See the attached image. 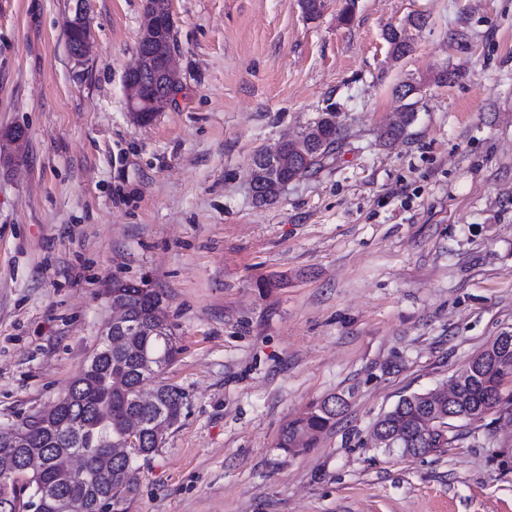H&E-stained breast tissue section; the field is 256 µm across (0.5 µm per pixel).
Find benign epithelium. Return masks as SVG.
Wrapping results in <instances>:
<instances>
[{"label":"benign epithelium","mask_w":512,"mask_h":512,"mask_svg":"<svg viewBox=\"0 0 512 512\" xmlns=\"http://www.w3.org/2000/svg\"><path fill=\"white\" fill-rule=\"evenodd\" d=\"M173 19L170 0H154L150 13L143 15L137 59L125 75L129 116L136 123H144L158 112H164L171 104V88L179 81V69L173 44L168 38V28ZM67 33L69 55L73 63L81 66L86 61L92 39L91 22L85 9V0H75L63 18ZM162 87L166 94L149 98L143 94L144 87ZM115 308L113 318L106 328L116 333H126L131 324L124 315V308Z\"/></svg>","instance_id":"1"}]
</instances>
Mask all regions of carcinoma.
Listing matches in <instances>:
<instances>
[{
	"instance_id": "cac0c4a2",
	"label": "carcinoma",
	"mask_w": 512,
	"mask_h": 512,
	"mask_svg": "<svg viewBox=\"0 0 512 512\" xmlns=\"http://www.w3.org/2000/svg\"><path fill=\"white\" fill-rule=\"evenodd\" d=\"M415 103L403 104V123L381 130L387 144L404 136L414 118ZM316 125L325 139L307 138L288 143V165L261 154L253 163L262 171L259 203L277 199L284 182L322 166L344 137L341 113L329 106L319 113ZM112 299L122 303L129 320L140 330L131 336L103 337L89 363L79 371L67 393L43 414L21 421L16 431L0 434V464H17L32 457L38 465L26 472V480L7 489L0 487V512H31L32 497L48 494L63 501L60 512H128L140 486L136 460L120 453L132 421L141 426L143 458L157 451L165 431L177 423L184 408V393L157 380L177 353L176 337L165 314L167 296L154 288H142L135 280L112 289ZM474 375L428 402L420 393L403 396L381 415L374 427L384 433L404 434L406 444L433 450L448 443L453 428L446 419L452 409L469 421L511 399H503L501 387L512 377V345L498 336L471 358ZM342 410L323 399L288 422L278 448L299 452L311 447L319 433L336 423ZM80 459V469L67 472L63 461Z\"/></svg>"
}]
</instances>
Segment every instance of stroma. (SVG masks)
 <instances>
[{"label":"stroma","mask_w":512,"mask_h":512,"mask_svg":"<svg viewBox=\"0 0 512 512\" xmlns=\"http://www.w3.org/2000/svg\"><path fill=\"white\" fill-rule=\"evenodd\" d=\"M0 0V430L49 411L98 347L116 280L167 296L161 373L180 421L141 461L129 512H512V423L492 411L421 456L379 448L401 396L442 386L512 331V0H171L179 84L127 111L145 0ZM409 28L412 52L383 38ZM448 80H441L442 72ZM421 87L403 138L394 88ZM335 106L347 137L272 203L256 153ZM347 407L278 448L314 402ZM67 33L69 55L75 66L86 61L92 39L91 22L87 16L84 0H76L63 18ZM336 394L330 395L311 407L302 416L288 422L282 430L278 448L287 452H299L310 448L316 441L319 433L336 423V417L342 413L347 402L343 396H339L342 405L336 410V403L328 405L331 397L336 399Z\"/></svg>","instance_id":"obj_1"}]
</instances>
